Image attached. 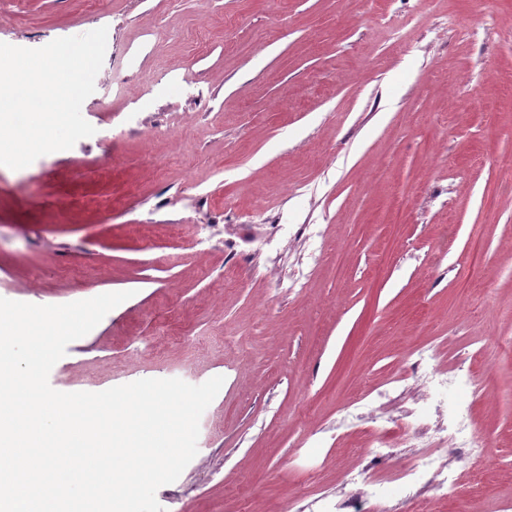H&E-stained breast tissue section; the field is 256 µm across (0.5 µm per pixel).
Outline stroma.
I'll use <instances>...</instances> for the list:
<instances>
[{"label":"stroma","mask_w":512,"mask_h":512,"mask_svg":"<svg viewBox=\"0 0 512 512\" xmlns=\"http://www.w3.org/2000/svg\"><path fill=\"white\" fill-rule=\"evenodd\" d=\"M0 16V42L26 48L108 30L82 105L95 134L0 166V297L130 294L51 386L224 378L196 457L156 492L165 512H371L423 451L378 453L370 419L446 423L470 395L425 380L463 360L492 455L439 512H512V0H0ZM425 345L434 363L415 364Z\"/></svg>","instance_id":"obj_1"}]
</instances>
